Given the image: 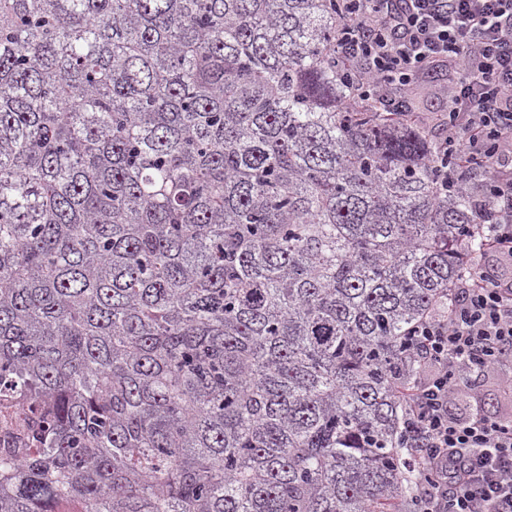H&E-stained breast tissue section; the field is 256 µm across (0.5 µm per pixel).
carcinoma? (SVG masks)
Listing matches in <instances>:
<instances>
[{"label":"carcinoma","instance_id":"cac0c4a2","mask_svg":"<svg viewBox=\"0 0 512 512\" xmlns=\"http://www.w3.org/2000/svg\"><path fill=\"white\" fill-rule=\"evenodd\" d=\"M336 0H0V512H409L420 321L493 204L350 100ZM40 425L24 398L16 394L0 397V452L9 448L20 455L24 448H31Z\"/></svg>","mask_w":512,"mask_h":512}]
</instances>
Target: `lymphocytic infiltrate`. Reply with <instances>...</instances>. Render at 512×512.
Here are the masks:
<instances>
[{
	"instance_id": "f902f5d3",
	"label": "lymphocytic infiltrate",
	"mask_w": 512,
	"mask_h": 512,
	"mask_svg": "<svg viewBox=\"0 0 512 512\" xmlns=\"http://www.w3.org/2000/svg\"><path fill=\"white\" fill-rule=\"evenodd\" d=\"M340 2L352 96L406 97L435 78L444 108L420 121L444 131L462 181L481 173L496 202L487 251L512 265V0ZM412 336L430 364L408 399L407 446L431 473L418 512H512V414L448 410L464 375L512 362V272L476 271Z\"/></svg>"
}]
</instances>
